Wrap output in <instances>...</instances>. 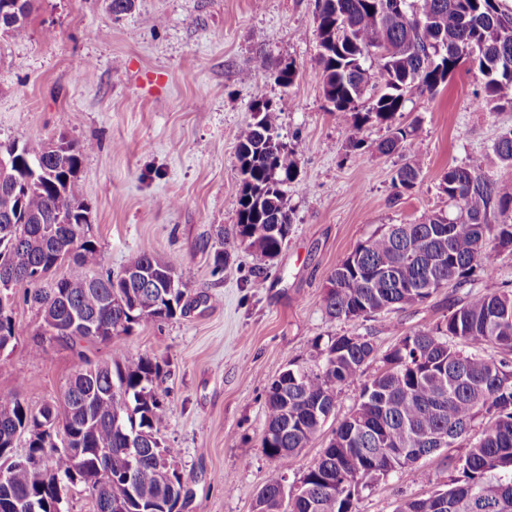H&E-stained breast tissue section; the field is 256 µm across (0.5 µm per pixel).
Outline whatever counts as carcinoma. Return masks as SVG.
<instances>
[{"label": "carcinoma", "mask_w": 512, "mask_h": 512, "mask_svg": "<svg viewBox=\"0 0 512 512\" xmlns=\"http://www.w3.org/2000/svg\"><path fill=\"white\" fill-rule=\"evenodd\" d=\"M316 23L324 97L351 124L355 148L364 144L359 134L367 124L390 129L378 151L405 157L393 177L400 193L414 189L421 173L412 152L419 125L395 124L408 93H436L467 60L484 79L479 105L512 108V8L503 0H317ZM369 55L379 59L385 91L360 112L356 103L373 81L364 65ZM257 69L284 86L294 81L290 63L262 58ZM254 112L236 147L241 184L233 242L265 265L279 255L293 223L285 187L296 178L298 150L280 140L267 101L258 100ZM91 148L71 139L59 156L46 140L0 142V188L16 187L14 194L0 191V214L13 216L0 223V267L26 273L41 335L73 346L113 342L118 350L116 342L135 327L185 313L189 272L175 256L143 253L130 264L159 276L152 286L130 288L120 276L93 273L102 255L87 234L89 207L78 176ZM494 154L512 165V130L499 136ZM484 166L475 157L442 175L453 215L429 212L417 224H384L336 264L322 298L326 315L377 317L393 334L389 311L424 303L442 288H462L477 271L493 277L496 254L512 246V188L487 178ZM61 253L70 254L69 273L42 286ZM75 312L94 317V333L70 329ZM15 339L11 304L0 299V350ZM477 345L503 357L484 355ZM313 348V362L289 364L268 387L260 447L272 477L256 496L255 512H354L359 487L463 440L465 453L448 459L455 471L448 490L405 497L395 512H438L436 503L445 500L446 512H512V289L470 292L443 319L399 337L285 505L282 473L332 416L337 388L360 380L363 366L376 359L367 336H334ZM160 373L147 354L103 362L83 356L54 417L46 405L31 410L16 391L0 392V466L21 435L31 460L8 466L0 502L61 512L66 487L80 483L96 512H175L183 485L168 464L178 449L158 438ZM480 417L488 426L466 440ZM133 467L142 478L131 494L126 477Z\"/></svg>", "instance_id": "cac0c4a2"}]
</instances>
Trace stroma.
<instances>
[{
	"instance_id": "1",
	"label": "stroma",
	"mask_w": 512,
	"mask_h": 512,
	"mask_svg": "<svg viewBox=\"0 0 512 512\" xmlns=\"http://www.w3.org/2000/svg\"><path fill=\"white\" fill-rule=\"evenodd\" d=\"M110 0H33L27 32H0V141L48 139L59 132L91 143L79 169L91 212L90 234L101 269L120 275L140 253L176 256L191 271L186 314L136 327L127 356L156 358L164 373L160 435L179 453L172 465L188 492L179 512H254L271 476L261 451L270 383L289 363L309 360L315 339L366 336L378 353L395 342L376 320L337 321L322 307L336 264L384 224H414L450 212L439 189L448 168L485 160L486 176L512 186V167L493 145L512 129V109L475 103L479 72L461 64L435 95L412 93L397 123L420 121L414 145L421 176L397 193L400 155L377 144L386 126L365 127L360 148L326 101L316 58V0H135L117 15ZM292 63L290 86L256 69L258 58ZM269 100L277 131L298 147L297 177L286 203L293 224L272 266L233 245L240 188L236 145ZM231 243L223 271L213 253ZM512 289V250L497 257L494 277L471 289H443L426 303L392 311L401 332L438 321L468 291ZM18 337L0 350V391L17 390L31 408L58 403L79 354L108 360L110 343L79 350L42 337L40 316L13 291ZM360 383L339 387L336 411L284 474L295 491L339 421L357 404ZM442 449L401 473L360 488L356 512H394L403 497L446 490Z\"/></svg>"
}]
</instances>
